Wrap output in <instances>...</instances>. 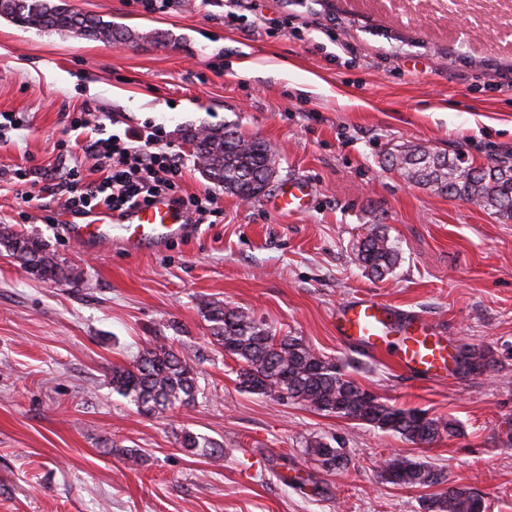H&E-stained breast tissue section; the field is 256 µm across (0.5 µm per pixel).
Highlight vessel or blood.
<instances>
[{"label": "vessel or blood", "instance_id": "vessel-or-blood-1", "mask_svg": "<svg viewBox=\"0 0 512 512\" xmlns=\"http://www.w3.org/2000/svg\"><path fill=\"white\" fill-rule=\"evenodd\" d=\"M311 196L308 183L293 181L281 189L272 209L281 216L298 214L308 209ZM63 228L66 238L77 245L100 248L116 241L135 252L148 246L164 247L187 238L195 230L166 196L120 213L94 211L86 214L83 221H64ZM335 331L342 340L387 352L399 367L424 377L437 376L449 364L448 348L437 336L402 318L396 308L372 295L338 309Z\"/></svg>", "mask_w": 512, "mask_h": 512}]
</instances>
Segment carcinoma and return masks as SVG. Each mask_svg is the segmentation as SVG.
<instances>
[{"instance_id":"carcinoma-1","label":"carcinoma","mask_w":512,"mask_h":512,"mask_svg":"<svg viewBox=\"0 0 512 512\" xmlns=\"http://www.w3.org/2000/svg\"><path fill=\"white\" fill-rule=\"evenodd\" d=\"M0 16L25 26L80 33L109 42L124 39L123 32L111 23L53 5L50 0H0ZM193 141L205 175L241 198L257 197L275 169L273 154L264 142L228 126L210 129ZM387 164L417 185L476 203L501 219L512 220L511 158L475 166L458 152L441 153L418 145L390 155ZM0 246L45 280L69 283L75 278L73 271L60 264L36 237L4 227L0 229ZM358 259L370 275L384 278L393 273L400 252L384 226L378 224L359 242ZM203 309L210 323L211 343L236 363L237 385L243 392L286 398L417 445H431L458 428L455 422L435 419L424 410L396 407L380 397H368L367 389L346 373L344 364L316 353L300 336H280L268 323L218 302H206ZM111 384L115 393L141 412L156 415L177 404L194 402L197 376L173 344L158 339L143 348L134 362L113 365ZM180 444L192 455L215 461L224 456L220 444L190 431L182 433ZM306 452L329 471L348 462L345 449L325 438L308 441ZM382 475L399 485L444 482L441 472L404 455L386 458ZM424 512H484V503L474 492L450 486L427 499Z\"/></svg>"}]
</instances>
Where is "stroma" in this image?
Masks as SVG:
<instances>
[{"label": "stroma", "instance_id": "1", "mask_svg": "<svg viewBox=\"0 0 512 512\" xmlns=\"http://www.w3.org/2000/svg\"><path fill=\"white\" fill-rule=\"evenodd\" d=\"M132 32L111 43L0 17V113L23 119L0 136V225L34 232L73 268L74 281L38 278L0 251V512H424L445 486L512 512V221L408 182L384 162L410 145L462 151L487 165L512 157V61L434 45L336 0H171L149 13L132 0H60ZM89 111L86 136L163 127L186 192H214L216 223L160 250L121 244L95 253L66 240L25 199L14 168L55 171L69 132ZM230 126L264 141L279 168L245 202L200 171L194 130ZM307 180L305 212L267 203ZM384 225L401 261L365 274L357 246ZM365 293L434 321L455 351L490 365L417 379L386 354L337 338L340 304ZM222 302L345 361L387 402L419 408L458 430L417 445L294 402L240 391L234 363L210 342L205 302ZM194 365L193 403L148 416L113 393V364L155 339ZM190 431L224 448L220 461L180 446ZM336 437L347 467L328 471L307 440ZM140 456L129 467L125 456ZM428 462L442 485L387 482L393 454ZM308 485H284L292 470Z\"/></svg>", "mask_w": 512, "mask_h": 512}]
</instances>
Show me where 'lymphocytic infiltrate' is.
Listing matches in <instances>:
<instances>
[{
  "instance_id": "obj_1",
  "label": "lymphocytic infiltrate",
  "mask_w": 512,
  "mask_h": 512,
  "mask_svg": "<svg viewBox=\"0 0 512 512\" xmlns=\"http://www.w3.org/2000/svg\"><path fill=\"white\" fill-rule=\"evenodd\" d=\"M166 137L161 126L146 123L121 134L88 140L84 157L91 160L98 179L82 180V165L77 162L59 182L51 184L50 190L60 195L66 210L75 214L101 208L122 211L163 195L172 198L189 223H210L221 214L216 196L183 192L180 157L171 150Z\"/></svg>"
}]
</instances>
